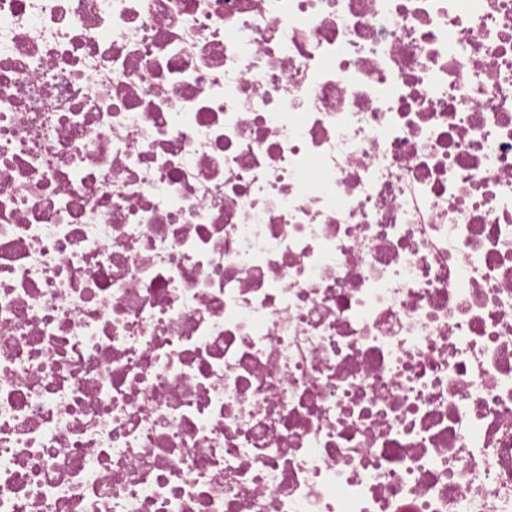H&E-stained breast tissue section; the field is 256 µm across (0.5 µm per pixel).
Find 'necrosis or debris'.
I'll use <instances>...</instances> for the list:
<instances>
[{
	"label": "necrosis or debris",
	"instance_id": "obj_1",
	"mask_svg": "<svg viewBox=\"0 0 512 512\" xmlns=\"http://www.w3.org/2000/svg\"><path fill=\"white\" fill-rule=\"evenodd\" d=\"M0 512H512V0H0Z\"/></svg>",
	"mask_w": 512,
	"mask_h": 512
}]
</instances>
